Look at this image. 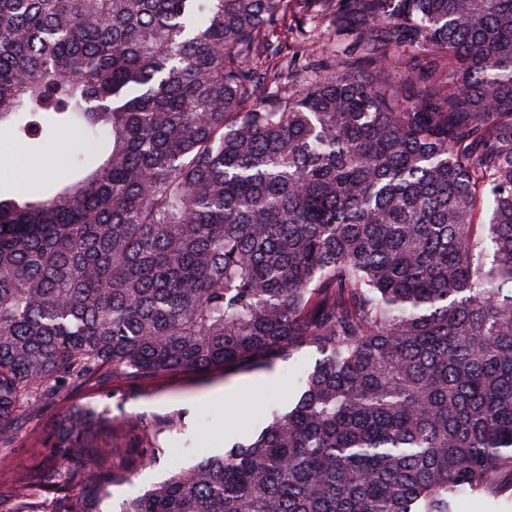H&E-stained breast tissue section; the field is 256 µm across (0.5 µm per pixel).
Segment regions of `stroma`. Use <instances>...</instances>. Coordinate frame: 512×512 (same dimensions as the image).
Instances as JSON below:
<instances>
[{
  "mask_svg": "<svg viewBox=\"0 0 512 512\" xmlns=\"http://www.w3.org/2000/svg\"><path fill=\"white\" fill-rule=\"evenodd\" d=\"M65 147L19 152L10 134L0 132V190L45 192L63 167ZM43 169L40 179L21 177L19 162ZM317 354L303 348L264 368L232 373L173 372L144 381L132 375L106 378L90 386L59 384L37 412L25 413L14 425L16 441L0 464V512H15V491L31 489L25 512H63L66 475L56 484H37L42 470L55 466L49 442L61 413L71 404H89L111 413L122 425L112 436L108 465L131 476L112 488L105 512H117L122 501L164 480L176 467L222 454L251 440L269 422L273 409L285 408L298 392L297 378L313 366ZM156 449L150 466L140 461L143 449Z\"/></svg>",
  "mask_w": 512,
  "mask_h": 512,
  "instance_id": "obj_1",
  "label": "stroma"
}]
</instances>
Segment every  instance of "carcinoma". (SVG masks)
Segmentation results:
<instances>
[{
  "label": "carcinoma",
  "mask_w": 512,
  "mask_h": 512,
  "mask_svg": "<svg viewBox=\"0 0 512 512\" xmlns=\"http://www.w3.org/2000/svg\"><path fill=\"white\" fill-rule=\"evenodd\" d=\"M290 20L325 38L283 52ZM0 430L55 384L320 355L119 512H454L512 492V0H0ZM489 223H475L481 200ZM116 420L52 437L103 512ZM64 145V147H62ZM71 144L62 141L59 145L48 150L25 151L22 155V165L15 164L18 149L7 131L0 132V189L3 192L23 190L32 195L45 192L48 184L64 172L60 161L67 153ZM25 163L42 166L44 175L39 180H29L21 177L19 170Z\"/></svg>",
  "instance_id": "cac0c4a2"
}]
</instances>
